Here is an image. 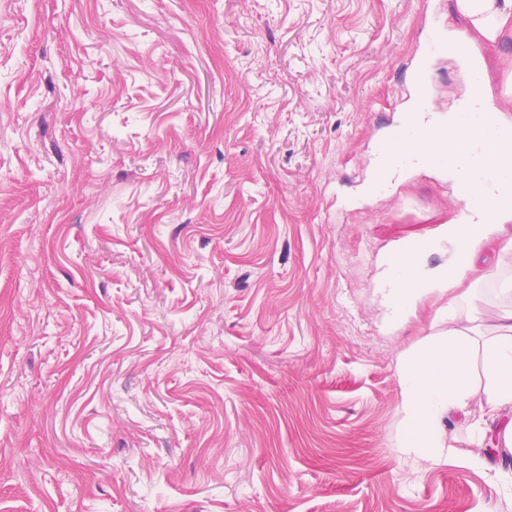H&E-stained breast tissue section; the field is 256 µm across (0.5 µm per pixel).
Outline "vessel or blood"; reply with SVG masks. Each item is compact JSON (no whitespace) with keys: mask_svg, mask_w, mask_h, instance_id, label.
Returning <instances> with one entry per match:
<instances>
[{"mask_svg":"<svg viewBox=\"0 0 512 512\" xmlns=\"http://www.w3.org/2000/svg\"><path fill=\"white\" fill-rule=\"evenodd\" d=\"M448 40L438 35L426 41L416 54V65L411 73L410 82L416 85L418 93L412 103L411 115L416 121L418 138L422 139L425 152L415 156L404 150L402 141L405 132L403 123H396L386 144L389 148V162L392 169L399 170L411 165H427L436 169H444V144L448 137L447 118L435 119L427 108V78L433 61L445 55ZM468 121L464 129L456 136L455 162L458 178L455 191L462 201L460 216L462 222H469L474 212H481L485 217H494L500 211L512 207V195L505 192H494L482 199H474L469 192L472 181L497 180L502 177L506 167L500 153L485 145L476 149L478 131L489 129L494 131L496 139L512 138V131L500 125L497 119L498 102L496 97L486 93L479 80H472L470 100L467 107Z\"/></svg>","mask_w":512,"mask_h":512,"instance_id":"obj_1","label":"vessel or blood"}]
</instances>
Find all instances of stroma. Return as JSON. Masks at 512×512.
Segmentation results:
<instances>
[{
    "instance_id": "stroma-1",
    "label": "stroma",
    "mask_w": 512,
    "mask_h": 512,
    "mask_svg": "<svg viewBox=\"0 0 512 512\" xmlns=\"http://www.w3.org/2000/svg\"><path fill=\"white\" fill-rule=\"evenodd\" d=\"M0 0V512H512V485L397 446L384 257L445 235L382 138L434 25L512 120V29L455 0ZM453 57L436 111L465 95ZM507 235L463 308L489 335Z\"/></svg>"
}]
</instances>
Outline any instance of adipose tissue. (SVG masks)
Returning a JSON list of instances; mask_svg holds the SVG:
<instances>
[{
  "mask_svg": "<svg viewBox=\"0 0 512 512\" xmlns=\"http://www.w3.org/2000/svg\"><path fill=\"white\" fill-rule=\"evenodd\" d=\"M456 7L474 18L489 40L512 28V0H456ZM509 222L512 209L502 211L491 223L460 225L447 244L419 240L405 257L389 259L382 293L393 315L403 316L421 294L433 291L439 283L448 286L449 309H457L471 294L463 286L465 279L482 280L474 267L478 249ZM443 248L448 251L447 264L436 274L427 275L421 263L423 256ZM500 292L508 301L496 312L498 324L492 336L476 341L472 327L462 320L448 330L426 336L399 359L403 413L399 441L416 465H436L456 456L454 444L444 438L441 423L457 413L470 419L469 456L475 462L486 466L493 463L495 447L488 441V421L503 420L499 437L512 447L511 279L502 281ZM477 361L486 380L481 392L473 386V364Z\"/></svg>",
  "mask_w": 512,
  "mask_h": 512,
  "instance_id": "adipose-tissue-1",
  "label": "adipose tissue"
}]
</instances>
